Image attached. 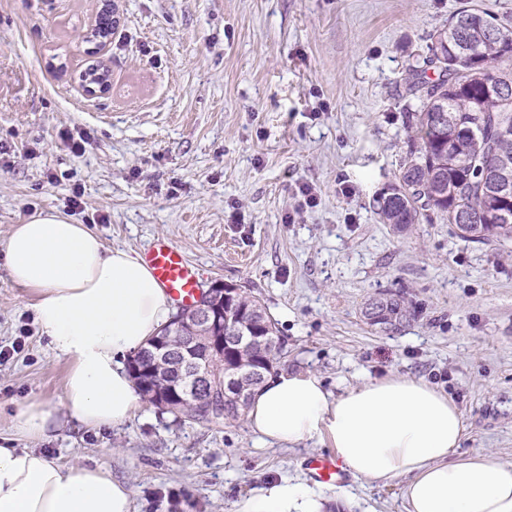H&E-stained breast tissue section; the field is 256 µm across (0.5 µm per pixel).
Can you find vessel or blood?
Masks as SVG:
<instances>
[{
    "mask_svg": "<svg viewBox=\"0 0 512 512\" xmlns=\"http://www.w3.org/2000/svg\"><path fill=\"white\" fill-rule=\"evenodd\" d=\"M140 257L175 305L186 307L197 300L204 275L169 237H155L141 249ZM305 468L312 480L322 484L339 483L345 478L340 461L332 455L308 457Z\"/></svg>",
    "mask_w": 512,
    "mask_h": 512,
    "instance_id": "obj_1",
    "label": "vessel or blood"
}]
</instances>
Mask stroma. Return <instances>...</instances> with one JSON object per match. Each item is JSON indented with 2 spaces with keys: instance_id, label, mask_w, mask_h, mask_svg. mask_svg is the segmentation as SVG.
Wrapping results in <instances>:
<instances>
[{
  "instance_id": "1",
  "label": "stroma",
  "mask_w": 512,
  "mask_h": 512,
  "mask_svg": "<svg viewBox=\"0 0 512 512\" xmlns=\"http://www.w3.org/2000/svg\"><path fill=\"white\" fill-rule=\"evenodd\" d=\"M469 1L512 29V0H112V90L90 98L82 34L102 0H0V242L50 208L75 224L106 215L94 226L109 248L168 236L205 284L261 300L284 343L277 371L334 396L366 377L424 379L461 411L464 453L511 463L512 243L465 242L439 223L398 235L372 208L407 150L406 71ZM380 292L421 316L395 333L370 326L361 310ZM36 299L0 265V349L24 343L0 363L1 444L104 465L130 482L133 512H236L331 453L326 440L262 445L242 418L181 426L146 402L118 427L14 436L21 404L61 406L68 369ZM343 487H324L326 512H405L399 481Z\"/></svg>"
}]
</instances>
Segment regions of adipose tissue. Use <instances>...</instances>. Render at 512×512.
Wrapping results in <instances>:
<instances>
[{
  "label": "adipose tissue",
  "mask_w": 512,
  "mask_h": 512,
  "mask_svg": "<svg viewBox=\"0 0 512 512\" xmlns=\"http://www.w3.org/2000/svg\"><path fill=\"white\" fill-rule=\"evenodd\" d=\"M18 287L34 289L35 322L69 364L64 406L89 429L116 427L140 405L123 360L168 324L171 301L137 255L56 211L31 216L0 244ZM265 444L327 438L342 466L370 482H403L406 512H512V463L462 454V414L448 394L409 376L366 378L332 396L313 375L280 373L256 387L246 415ZM55 407L21 405L14 430L40 439L59 428ZM323 493L282 479L236 512H324ZM0 512H133L128 482L105 466L66 467L30 448L0 445Z\"/></svg>",
  "instance_id": "1"
}]
</instances>
